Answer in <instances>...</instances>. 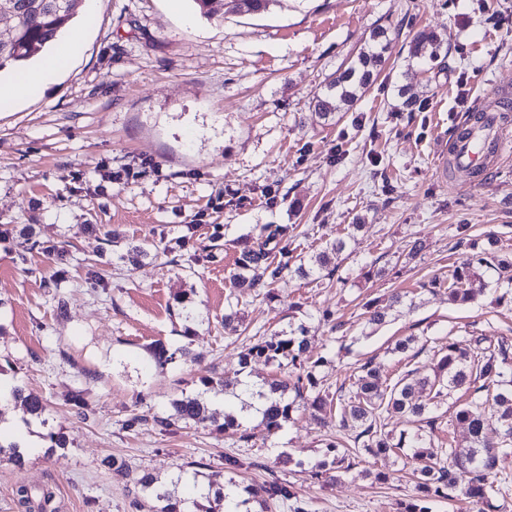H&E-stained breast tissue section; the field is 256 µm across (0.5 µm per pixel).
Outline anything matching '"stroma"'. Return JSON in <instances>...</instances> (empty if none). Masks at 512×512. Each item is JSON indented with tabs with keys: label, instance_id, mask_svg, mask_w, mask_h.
<instances>
[{
	"label": "stroma",
	"instance_id": "obj_1",
	"mask_svg": "<svg viewBox=\"0 0 512 512\" xmlns=\"http://www.w3.org/2000/svg\"><path fill=\"white\" fill-rule=\"evenodd\" d=\"M96 7L94 26L76 19L81 52L55 81L0 103V376L41 398L47 419L24 468L0 458V512H18L21 483L53 488L52 512H157L137 478L167 484L189 462L218 488L276 475L306 512H401L415 484L409 458L364 456L335 483L310 479L328 458L334 415L320 424L301 408L273 435L255 417L246 443L211 423L163 430L131 419L168 415L205 376L270 378L271 365L244 370L239 355L251 335L291 324L308 326V355L325 357L316 375L332 394L367 361L394 378L430 365L452 337L512 339V285L498 267L481 269L487 290L468 305L423 287L489 246L512 261V156L471 184L437 166L452 137L512 91V0H273L261 14L228 7L209 19L193 0ZM377 27L392 38L377 79L350 110L318 118L314 97ZM420 30L441 44L416 59ZM26 224L69 262L36 252L18 265ZM263 224L288 226L289 249L307 257L349 242L333 275L286 272L272 297L241 296L229 332V274ZM144 241L148 256L122 259ZM178 293L193 299L194 320L178 316ZM394 293L402 301L385 323L367 325L365 303ZM407 336L411 348L396 353ZM156 340L189 353L156 366L146 350ZM79 388L92 407L84 420L69 404ZM59 427L68 447L46 438ZM115 457L125 471L108 467Z\"/></svg>",
	"mask_w": 512,
	"mask_h": 512
}]
</instances>
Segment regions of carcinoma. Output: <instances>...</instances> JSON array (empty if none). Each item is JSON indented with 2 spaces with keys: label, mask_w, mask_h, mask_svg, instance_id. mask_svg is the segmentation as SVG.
<instances>
[{
  "label": "carcinoma",
  "mask_w": 512,
  "mask_h": 512,
  "mask_svg": "<svg viewBox=\"0 0 512 512\" xmlns=\"http://www.w3.org/2000/svg\"><path fill=\"white\" fill-rule=\"evenodd\" d=\"M33 2L35 0H0V5L14 7L11 31L6 39H0V69L7 64L21 65L29 61L65 32L77 17L81 0H43L44 5L39 10L31 7ZM269 2L232 0L235 10L247 13L264 12ZM389 44L387 30H373L356 58L315 97V114L327 119L341 107L353 105L373 82ZM287 237L286 226H259L255 241L240 251L229 276L233 291L259 293L286 270L300 276L319 273L328 269L330 255L345 248V241L338 239L314 257L306 259L297 255L290 262L286 260L289 251L280 246ZM271 244L280 246L279 253L284 260L278 263L271 260ZM35 248L53 263L64 261L68 256L67 249L55 244L34 242L30 249ZM488 265V253L480 252L471 268L454 270L446 279L435 276L429 280L428 287L446 285L450 303H469L477 295V289L471 287L480 278L477 270ZM364 315L367 323L381 325L387 309L375 301L368 302ZM306 336L307 327L303 323L270 338L256 336L241 354L239 365L244 370L253 360L263 359L278 370L288 369V379L265 381L252 389L258 400L261 424L269 433H277L301 404L317 411L336 410L338 426L349 432L348 443L327 444L333 453L331 468L318 466L313 472L315 478L327 483L337 474L350 471L355 459L363 455L387 457L408 448L420 477L414 494L402 506L403 512H432L434 502L451 500L459 492L477 506V512H492L491 499L498 491L500 462L512 455V343L508 339L450 337L448 344L435 354L428 372L409 369L389 381L382 378L378 367L366 362L354 376L349 395L332 397L320 388L315 375V368L322 365L325 358L321 356L313 365H308ZM200 382L203 390L195 394L183 393L173 399L171 414L152 416L153 424L163 428L173 419L185 423H204L212 419L216 414L212 409L214 400L226 395L227 385L222 376L203 377ZM454 392L465 396L455 420L467 427L470 442L459 446L450 437L448 448L438 456L427 449L436 433L443 430L435 412L444 398ZM6 402L13 403L32 418L38 419L45 412L43 401L18 385L9 391ZM392 413L403 415L413 427L400 431L397 437L385 431L386 417ZM185 476L186 471L181 469L176 480L166 485L147 473L137 479V484L142 492L162 503L160 512H213L201 500L209 503L226 500L222 488L210 487L195 497L179 495L176 485ZM15 494L24 512H45L53 498V492L47 488L34 493L24 484L16 487ZM249 494L265 505L264 512H272L295 498L290 486L277 478L249 488Z\"/></svg>",
  "instance_id": "carcinoma-1"
}]
</instances>
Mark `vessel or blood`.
Returning a JSON list of instances; mask_svg holds the SVG:
<instances>
[{
    "instance_id": "1",
    "label": "vessel or blood",
    "mask_w": 512,
    "mask_h": 512,
    "mask_svg": "<svg viewBox=\"0 0 512 512\" xmlns=\"http://www.w3.org/2000/svg\"><path fill=\"white\" fill-rule=\"evenodd\" d=\"M482 129L463 139H455L450 152L440 153L439 167L447 169L449 159H456L459 168L483 171L498 163L505 147L512 143V117L505 111L491 110L481 114Z\"/></svg>"
}]
</instances>
